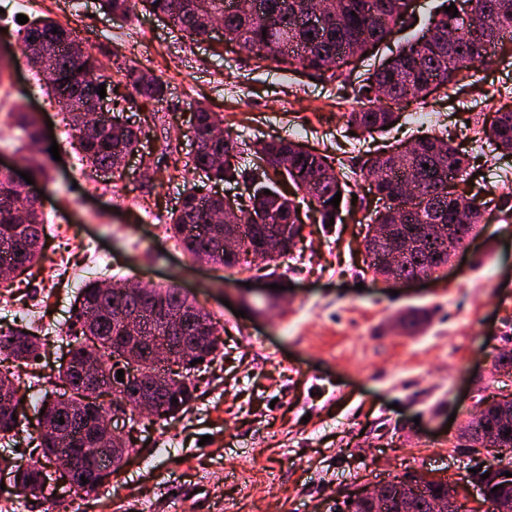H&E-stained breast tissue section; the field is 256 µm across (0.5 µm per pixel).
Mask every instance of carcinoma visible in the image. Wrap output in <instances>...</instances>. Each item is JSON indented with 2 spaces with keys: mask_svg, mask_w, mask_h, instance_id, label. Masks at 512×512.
Returning <instances> with one entry per match:
<instances>
[{
  "mask_svg": "<svg viewBox=\"0 0 512 512\" xmlns=\"http://www.w3.org/2000/svg\"><path fill=\"white\" fill-rule=\"evenodd\" d=\"M323 4L324 22L318 27L308 24L306 17L314 2ZM258 13L227 9L228 0H101L108 13L128 15L141 6L165 15L172 29L192 41L209 36L208 25L222 22L224 43L232 44L251 57L269 62L284 70H313L330 79L345 76L352 55L363 56L387 40L394 29L412 25L411 0H260ZM503 0H442L439 12L427 17L423 29L433 28L441 35L455 37L456 49L440 53L434 46L413 35L397 44L388 59L368 70L367 77L353 88V98L362 108L348 113V126L363 134L380 132L398 119L395 106L425 104L427 95L456 86L478 76L479 68L490 59L507 61L500 54L505 37L512 35V7ZM459 4L458 16L445 12L451 4ZM471 13L473 22L466 25L460 15ZM57 33H52V30ZM24 49L30 52L33 68L47 76L48 88L57 102L63 120L75 140L83 160L95 169H121V160L152 143L143 127L124 116L121 102L129 96L118 92L119 85L132 88L145 102L160 101L164 83L158 76L136 66L119 68L122 79L114 83L100 77L101 65L92 47L73 37L72 33L49 18H36L19 31ZM104 86L112 95V116L105 119L89 117L91 102L99 97L97 89ZM195 135L198 140L197 163L215 180L234 177L246 186V196L235 200L241 235L237 252L228 255L221 247L224 224L212 222V214L221 210L224 198L195 189L185 192L171 208L166 231L191 259L207 255L225 267L237 265L241 258L260 259L272 265L286 256L296 245L288 237L276 256L263 249L267 234L279 224H301L297 205L290 195L303 194L318 218V223L339 221L342 208L329 201L341 194L340 204L349 202L350 183L337 169L344 166L339 157L320 154L290 139L259 141L249 146L254 162L244 168L237 162L238 142L224 137L213 113L199 106L194 111ZM18 127L25 145L34 148L42 141L36 118L28 112L17 113ZM493 149L512 153V107L502 106L487 126L479 130ZM453 138L444 132L424 133L405 145L409 149L370 155L359 167L360 174L370 179L369 193L375 199L368 207L366 218L372 224L396 228L397 236L416 241L420 247L394 265L386 251L377 246L365 247L368 267L375 273L391 269L401 276H412L424 267V261L436 260L461 245L466 237L478 231V216L488 208L512 216V192L499 195L477 194L468 198L467 222L459 217V186L469 183L474 168ZM224 157L221 163L216 158ZM429 168H423V164ZM270 193H264V190ZM24 191L9 173L0 172V269L15 277L26 273L41 258L40 240L44 234L42 211L32 204L21 203ZM433 224H443L439 234H430ZM167 302L178 308L185 303L181 289L156 286L144 294H134L126 288L114 287L94 279L79 288L73 319L66 324L64 337L69 360L58 371V378L68 384V399L45 398L43 417L54 425V432L37 431L28 442V456L13 464L15 490L33 497L55 489L46 482L52 477L51 462L61 460L69 451L97 455L117 473L120 455L103 447L95 439L101 414L106 409L99 403L86 402L77 386L80 370L88 361L98 365L99 384L112 392V404L134 413L137 406L132 396L138 379L151 380L157 368L144 358L137 374L126 381L117 380L113 363L116 352L123 348L127 333L126 319L152 308L155 301ZM208 325L186 320L169 329L159 322L147 328V334L165 344L177 369L168 373L182 379L176 389L155 397V420L164 422L175 417L193 401L196 386L192 373L199 365L195 359L214 358L222 344L218 325L209 312H204ZM47 337L38 335L31 323L25 327L0 328V385L17 386L22 364L38 365L41 347ZM176 403H171V400ZM25 417L22 403L15 409H5L0 398V437L10 439ZM64 423H59V419ZM471 443L485 447L488 434L504 436L512 441V420L501 416L498 407L488 402L477 409ZM87 483H82V479ZM69 493L81 499L100 487L99 476H65ZM419 488L417 512H430V499L448 495V484H430L410 475ZM501 489L490 494L485 512H499L502 501H512V477L491 479V486Z\"/></svg>",
  "mask_w": 512,
  "mask_h": 512,
  "instance_id": "carcinoma-1",
  "label": "carcinoma"
}]
</instances>
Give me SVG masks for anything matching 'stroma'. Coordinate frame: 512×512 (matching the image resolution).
Returning <instances> with one entry per match:
<instances>
[{
  "mask_svg": "<svg viewBox=\"0 0 512 512\" xmlns=\"http://www.w3.org/2000/svg\"><path fill=\"white\" fill-rule=\"evenodd\" d=\"M0 0L18 15L48 16L81 29L105 72L129 64L167 84L150 135L176 138L178 154L159 160L138 152L123 177L93 171L69 144L54 99L35 86L25 54L0 31V52L15 70L0 81V110L23 107L51 123L58 155L40 159L49 179L34 180L48 224L44 259L0 296V326L26 312L52 343L39 366L56 375L67 346L61 328L85 280L174 285L205 306L223 328L224 348L194 377L195 399L176 419H142L133 447L110 484L80 502V512H336L354 488L415 474L478 491L472 472L493 452L463 455L448 441L474 408L470 387L489 398L512 393V371L495 359L512 350V220L477 236L442 277L399 286L372 277L361 246L364 213L351 207L340 223H315L301 204L303 232L290 257L262 288V271L192 261L165 232L167 210L205 181L190 163L186 120L198 106L215 112L232 137L254 143L285 138L352 160L386 142L410 139L425 126L420 109L449 131L491 119L512 105V65L482 68L477 85L411 104L388 132L350 134V85L307 71H284L249 59L215 37L194 43L144 9L129 17L101 12L98 0ZM473 189L512 191V156L485 142ZM126 198L116 206L115 193ZM424 315L416 330L402 315ZM38 405L26 403L18 443L0 441V512H71L63 491L30 500L10 484V464L34 434ZM210 443H202V436Z\"/></svg>",
  "mask_w": 512,
  "mask_h": 512,
  "instance_id": "1",
  "label": "stroma"
}]
</instances>
